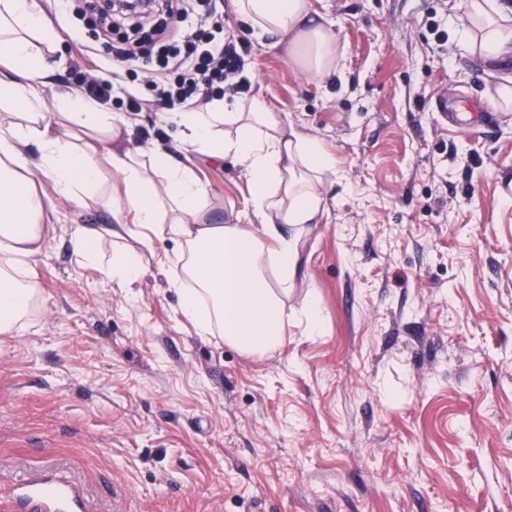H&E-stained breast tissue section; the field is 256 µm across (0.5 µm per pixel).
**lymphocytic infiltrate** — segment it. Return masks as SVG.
Segmentation results:
<instances>
[{"label":"lymphocytic infiltrate","instance_id":"1","mask_svg":"<svg viewBox=\"0 0 512 512\" xmlns=\"http://www.w3.org/2000/svg\"><path fill=\"white\" fill-rule=\"evenodd\" d=\"M171 25L149 40L121 38L111 45L122 62L145 61L162 78L153 82L156 111L193 108L223 97L224 85L243 69V57L224 37V6L219 0H165Z\"/></svg>","mask_w":512,"mask_h":512}]
</instances>
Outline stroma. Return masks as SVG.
<instances>
[{
  "instance_id": "35a3bbf8",
  "label": "stroma",
  "mask_w": 512,
  "mask_h": 512,
  "mask_svg": "<svg viewBox=\"0 0 512 512\" xmlns=\"http://www.w3.org/2000/svg\"><path fill=\"white\" fill-rule=\"evenodd\" d=\"M39 2L62 37L59 81H111L106 108L134 145L204 182L212 222L247 224L241 169L182 148L173 113L148 103L151 72L98 37L95 0ZM311 4L336 36L322 78L224 13L225 37L248 46L249 96L336 160L282 345L247 355L198 335L160 272L170 238L143 252L132 289L82 266L71 225L112 211L57 202L39 306L0 333V512L37 469L80 485L90 512H512V112L491 102L512 59L460 48L466 0ZM131 88L141 111L123 104ZM440 97L495 121L449 127Z\"/></svg>"
}]
</instances>
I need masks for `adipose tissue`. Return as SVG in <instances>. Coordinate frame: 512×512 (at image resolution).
<instances>
[{
  "label": "adipose tissue",
  "instance_id": "adipose-tissue-1",
  "mask_svg": "<svg viewBox=\"0 0 512 512\" xmlns=\"http://www.w3.org/2000/svg\"><path fill=\"white\" fill-rule=\"evenodd\" d=\"M231 7L259 35L285 43L299 69L331 74L336 38L310 0H231ZM467 16L463 49L486 61L512 56V13L497 0H468ZM61 41L37 0H0V332L20 329L39 302L27 274L45 248L46 210L65 200L110 208L117 218L98 230L76 225L70 243L80 263L100 265L108 280L128 286L140 278L142 260L119 241L147 245L170 236L179 250L163 265L167 283L198 334L222 335L250 354L280 346L297 237L321 209L333 156L258 97L181 112L183 144L232 159L248 179L250 228L212 223L208 188L189 169L162 152L126 146L112 113L54 84ZM106 167L121 194L103 178ZM284 224L295 237L281 233ZM103 239L117 245L105 265L97 249Z\"/></svg>",
  "mask_w": 512,
  "mask_h": 512
}]
</instances>
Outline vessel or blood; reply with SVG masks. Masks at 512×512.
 Here are the masks:
<instances>
[{
	"instance_id": "b4317fda",
	"label": "vessel or blood",
	"mask_w": 512,
	"mask_h": 512,
	"mask_svg": "<svg viewBox=\"0 0 512 512\" xmlns=\"http://www.w3.org/2000/svg\"><path fill=\"white\" fill-rule=\"evenodd\" d=\"M14 494L19 512H87L80 487L64 475L30 474Z\"/></svg>"
}]
</instances>
